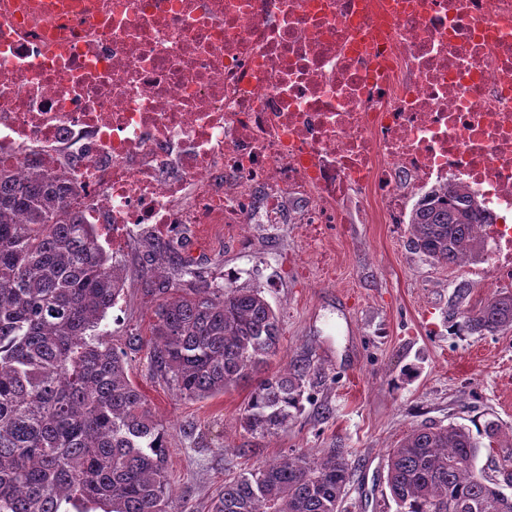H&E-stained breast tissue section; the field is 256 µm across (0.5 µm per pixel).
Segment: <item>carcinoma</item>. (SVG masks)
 Returning a JSON list of instances; mask_svg holds the SVG:
<instances>
[{
    "label": "carcinoma",
    "instance_id": "obj_1",
    "mask_svg": "<svg viewBox=\"0 0 512 512\" xmlns=\"http://www.w3.org/2000/svg\"><path fill=\"white\" fill-rule=\"evenodd\" d=\"M490 223L470 194L434 191L411 211L410 247L451 267L483 255L478 227ZM140 237L153 370L205 399L267 368L281 327L262 291L215 284L175 241ZM125 270L56 178L0 168V512H173L167 431L101 329ZM457 315L470 333L511 329L512 292ZM320 376L296 361L262 378L241 427L276 434ZM479 453L464 427L412 429L387 457L396 512H512V455L497 478L476 467ZM351 472L342 448L290 453L224 481L211 512H342Z\"/></svg>",
    "mask_w": 512,
    "mask_h": 512
}]
</instances>
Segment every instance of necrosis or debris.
<instances>
[{"instance_id": "4bbe7bcc", "label": "necrosis or debris", "mask_w": 512, "mask_h": 512, "mask_svg": "<svg viewBox=\"0 0 512 512\" xmlns=\"http://www.w3.org/2000/svg\"><path fill=\"white\" fill-rule=\"evenodd\" d=\"M0 167L116 239L459 186L508 279L512 0H0Z\"/></svg>"}]
</instances>
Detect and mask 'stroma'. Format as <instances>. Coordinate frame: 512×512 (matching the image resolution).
<instances>
[{
  "label": "stroma",
  "mask_w": 512,
  "mask_h": 512,
  "mask_svg": "<svg viewBox=\"0 0 512 512\" xmlns=\"http://www.w3.org/2000/svg\"><path fill=\"white\" fill-rule=\"evenodd\" d=\"M344 224H254L186 228L185 254L217 283L261 289L280 318L271 370L307 360L325 379L310 387L300 413L272 436L239 423L251 384L200 400L177 397L154 372L136 335L146 334L152 301L128 274L105 323L125 352L130 380L170 431L167 467L176 512H211L226 478L290 453L348 450V512H395L384 476L391 448L413 428L458 425L477 438V465L493 472L512 452V329L494 335L458 330L455 304L479 307L512 281L491 260L454 268L409 246V227L365 215L346 197ZM469 284L464 301L455 290ZM496 423L495 438L484 434Z\"/></svg>",
  "instance_id": "1"
}]
</instances>
